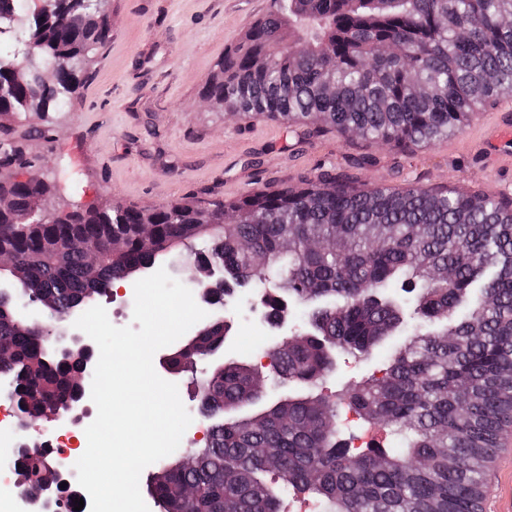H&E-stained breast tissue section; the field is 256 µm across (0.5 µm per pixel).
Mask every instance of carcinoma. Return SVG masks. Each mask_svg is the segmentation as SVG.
I'll list each match as a JSON object with an SVG mask.
<instances>
[{"label": "carcinoma", "instance_id": "1", "mask_svg": "<svg viewBox=\"0 0 512 512\" xmlns=\"http://www.w3.org/2000/svg\"><path fill=\"white\" fill-rule=\"evenodd\" d=\"M111 37L109 16L85 0L33 14L0 52V114L71 109ZM53 60L64 69L46 87L36 70ZM500 93H512V0H272L201 96L249 118L306 126L310 136L329 128L403 147L456 135ZM28 164L12 129L0 147V195L19 212L50 192L43 180L13 179L12 169ZM212 211L210 227L196 223L194 200L74 210L53 224L0 215V247L22 273L17 287L0 289V343L12 350L0 371L13 377L24 419L47 407L68 414L76 388L55 342L21 328L22 302L50 300L53 328L204 238L195 271H224L221 295L205 294L210 303L246 287L272 322L284 302L295 305L297 335L268 354L280 382L301 391L269 392L256 365L215 367L198 382L195 412L210 424L189 452L192 465L176 457L152 477L159 512H285L289 492L313 499L317 512H482L485 463L512 424V204L421 186L365 190L322 166ZM145 220L156 249L142 245ZM74 237L98 246L95 270L71 247ZM115 237L121 245L111 250ZM229 331L214 321L170 355L169 368L219 352ZM394 335L405 340L381 376L322 392L339 356L366 358ZM261 400L269 404L259 412L234 416ZM347 411L382 428L388 445L354 447L339 424ZM12 467L21 490L53 512L60 477L49 450L24 442Z\"/></svg>", "mask_w": 512, "mask_h": 512}]
</instances>
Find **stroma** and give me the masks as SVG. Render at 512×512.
<instances>
[{"instance_id":"1","label":"stroma","mask_w":512,"mask_h":512,"mask_svg":"<svg viewBox=\"0 0 512 512\" xmlns=\"http://www.w3.org/2000/svg\"><path fill=\"white\" fill-rule=\"evenodd\" d=\"M271 0H110L112 39L79 85L70 112L20 113L8 124L48 125L27 152L51 187L54 214L106 204L144 211L196 196L201 207L265 188L293 185L318 166L355 170L357 186L410 185L512 199V169L495 167L470 130L431 146L402 149L348 134L311 137L267 119L228 116L200 91L225 51L267 12ZM233 359L257 364L277 335L249 308L226 313ZM482 512H512V434L487 471Z\"/></svg>"}]
</instances>
